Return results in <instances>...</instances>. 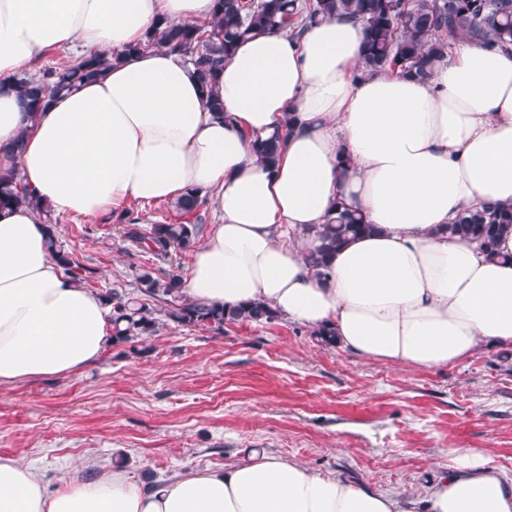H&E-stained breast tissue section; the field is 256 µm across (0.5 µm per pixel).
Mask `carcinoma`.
Listing matches in <instances>:
<instances>
[{"label":"carcinoma","instance_id":"cac0c4a2","mask_svg":"<svg viewBox=\"0 0 512 512\" xmlns=\"http://www.w3.org/2000/svg\"><path fill=\"white\" fill-rule=\"evenodd\" d=\"M333 17L363 25L362 72L366 74L398 69L425 78L446 56L450 39L512 46V0H216L212 28L197 23L172 24L154 33L149 42L191 53L190 61L207 89L213 72L232 56L240 40L274 29L299 35L306 27ZM100 66V62L89 59L75 66L48 69L37 79H18L17 87L28 108L35 111L45 97L94 77ZM280 152L277 136L257 141V153L267 165L275 164ZM29 202V192L17 174L1 172L0 207ZM204 205L205 200L194 194L175 202L184 215H194ZM511 227L512 210H466L456 223L448 225V231L479 241L486 255L493 257L499 235ZM372 230L373 225L365 223L362 214L340 202L335 215L319 231V245L308 253L307 260L316 269L325 270L338 248ZM198 233V225L184 223L153 224L144 237L136 227L127 231L128 237L137 242L148 240L149 250L161 257L173 247L190 248ZM48 249L67 276L77 283L84 280L83 274L89 269L63 248L54 224L48 229ZM135 282V294L112 291L104 295L106 304L112 307L114 345L144 341L156 335L165 323L222 331L236 323H271L279 318L276 311L260 302L229 309L191 302L184 297L182 280L176 274L162 280L142 269ZM159 299L166 305L156 310L151 304ZM159 312L161 319L156 317Z\"/></svg>","mask_w":512,"mask_h":512}]
</instances>
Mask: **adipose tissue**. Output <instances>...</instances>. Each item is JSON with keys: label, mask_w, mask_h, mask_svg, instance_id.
<instances>
[{"label": "adipose tissue", "mask_w": 512, "mask_h": 512, "mask_svg": "<svg viewBox=\"0 0 512 512\" xmlns=\"http://www.w3.org/2000/svg\"><path fill=\"white\" fill-rule=\"evenodd\" d=\"M212 15L213 0H0V172L34 198L0 209V386L81 372L112 342L103 297L51 258L44 210L112 216L189 193L217 216L191 301H261L356 357L423 369L512 346V230L497 261L445 231L463 210L512 207V49L458 39L429 79L367 75L362 27L326 19L239 42L211 83L218 115L183 54L144 46ZM56 49L110 66L25 111L16 76ZM275 134L268 165L256 143ZM339 202L374 230L321 272L306 255ZM0 512H512V481L469 448L421 498L274 454L160 487L117 468L51 491L0 456Z\"/></svg>", "instance_id": "adipose-tissue-1"}]
</instances>
